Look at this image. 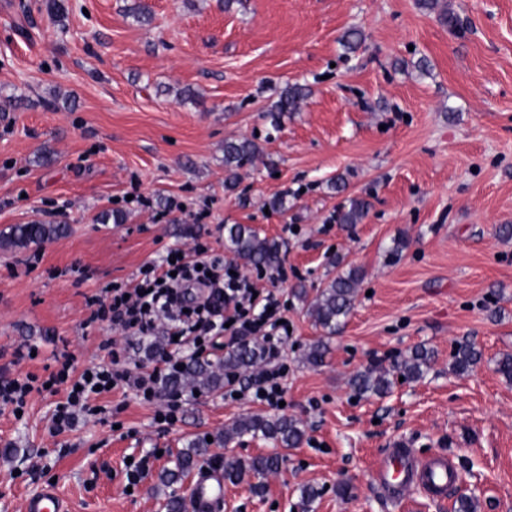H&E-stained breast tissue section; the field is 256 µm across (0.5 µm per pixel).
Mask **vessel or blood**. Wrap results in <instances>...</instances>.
Instances as JSON below:
<instances>
[{
  "label": "vessel or blood",
  "instance_id": "b4317fda",
  "mask_svg": "<svg viewBox=\"0 0 512 512\" xmlns=\"http://www.w3.org/2000/svg\"><path fill=\"white\" fill-rule=\"evenodd\" d=\"M373 478L393 499L404 498L410 491L418 490L431 500L441 501L458 483L460 474L454 461L445 455L420 460L409 449L400 447L389 449L383 455ZM197 486V512H209L222 498L224 485L220 479L205 473L198 479ZM23 512H66V509L56 488L48 486L25 500Z\"/></svg>",
  "mask_w": 512,
  "mask_h": 512
}]
</instances>
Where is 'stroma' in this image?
Masks as SVG:
<instances>
[{
  "mask_svg": "<svg viewBox=\"0 0 512 512\" xmlns=\"http://www.w3.org/2000/svg\"><path fill=\"white\" fill-rule=\"evenodd\" d=\"M141 2L151 16L132 13ZM0 0V230L66 224L68 235L0 248V376L55 371L63 349L77 369L103 361L105 341L130 366L152 368L147 339L89 326L87 297L131 285L141 266L202 238L224 250V227L246 224L282 246L293 273L278 289L292 334L283 414L306 431L263 479L225 485L217 512H455L420 492L394 502L373 471L401 444L419 458L453 455L456 496L474 512H512V381L497 373L512 354V0ZM454 15V26L438 19ZM363 40L347 49L342 37ZM308 90L273 129L280 91ZM256 141L253 163L224 166V142ZM343 178L344 188L333 181ZM151 197L142 209L129 195ZM286 200L270 208L272 198ZM211 215L182 236L187 213ZM369 204L357 224L337 221L351 199ZM121 223L101 224L102 212ZM359 268L355 306L330 340L323 366L301 354L321 334L295 289L324 286ZM481 351L466 374L449 366L460 344ZM37 349L15 362L19 347ZM424 346L426 377L394 382L383 398L355 394L349 377L390 366ZM64 392L34 395L23 418L0 410V512H21L55 485L68 512H164L197 475L164 486L160 473L197 437L267 406L223 392L184 397L180 420L156 423L133 392L98 397L106 415L50 437ZM162 454L136 486L125 463ZM319 488L311 504L300 489Z\"/></svg>",
  "mask_w": 512,
  "mask_h": 512,
  "instance_id": "1",
  "label": "stroma"
}]
</instances>
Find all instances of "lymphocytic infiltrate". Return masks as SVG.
Segmentation results:
<instances>
[{
	"label": "lymphocytic infiltrate",
	"instance_id": "lymphocytic-infiltrate-1",
	"mask_svg": "<svg viewBox=\"0 0 512 512\" xmlns=\"http://www.w3.org/2000/svg\"><path fill=\"white\" fill-rule=\"evenodd\" d=\"M192 253L188 260L177 250H168L161 263L143 265L142 278L133 288L115 286L86 300L90 325L106 322L148 337L159 321H166V334L175 338L176 349L164 353L159 366L131 372L124 366V352L112 349L107 362L78 374L73 355L63 351L57 357V370L47 380L33 374L21 379L0 377V407L19 413L32 393L50 385H66V399L56 405L49 427L50 434L57 436L73 430L80 416L92 413L94 400L110 388L133 391L145 402L155 401L161 374L177 371L187 357L201 356L203 348H217L219 339L227 335L238 342L248 338L261 341L268 364L249 389H242L237 380H228L225 397L244 393L252 401L278 408L284 399L286 370L279 345L288 336L279 299L273 291L256 290L246 274H233L232 263L211 254L208 246L195 243Z\"/></svg>",
	"mask_w": 512,
	"mask_h": 512
}]
</instances>
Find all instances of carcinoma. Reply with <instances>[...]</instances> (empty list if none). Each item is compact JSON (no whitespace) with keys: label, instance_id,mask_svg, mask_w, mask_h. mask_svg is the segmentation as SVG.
<instances>
[{"label":"carcinoma","instance_id":"1","mask_svg":"<svg viewBox=\"0 0 512 512\" xmlns=\"http://www.w3.org/2000/svg\"><path fill=\"white\" fill-rule=\"evenodd\" d=\"M305 95L306 89L302 86L285 88L271 114L281 115L296 110ZM258 151V145L250 140L227 141L224 143V166L230 169L241 168L251 162ZM366 210V202L353 200L349 208L340 213V223L357 224L365 216ZM67 232L68 226L65 224H13L8 230L0 232V247L27 248L32 244L40 245L62 237ZM224 248L235 261L245 267L275 269L284 260L277 240L262 237L254 228L245 224L224 225ZM360 278L361 271L357 268L339 271L325 287L316 289L312 299L307 289H299L300 298L309 301L315 326L324 332L304 353V360L309 366L318 368L324 364L330 351V339L340 331L354 307ZM264 357V345L253 342L229 348L224 355L214 360L189 358L183 369L163 380L161 389L169 393L187 391L191 394L196 391L201 394L218 391L224 388V381L230 376L240 379L249 376ZM480 358L481 352L473 345L462 344L454 353L452 369L458 374H465ZM432 359L433 351L417 347L395 363L393 370L407 380H420L429 371ZM391 371L367 367L352 374L348 384L359 395L384 397L392 390ZM245 436L270 440L277 448H294L304 440L305 430L302 422L293 417L253 415L238 419L224 428V434L217 438V443L227 447ZM209 459L210 443L191 440L177 451L173 467L162 472L161 481L166 484L180 482ZM282 460L283 456L278 452L255 456L248 461L227 454L222 464L224 481L238 484L247 478H257L259 482L252 484L251 490L259 495L263 491L260 479L277 471Z\"/></svg>","mask_w":512,"mask_h":512}]
</instances>
